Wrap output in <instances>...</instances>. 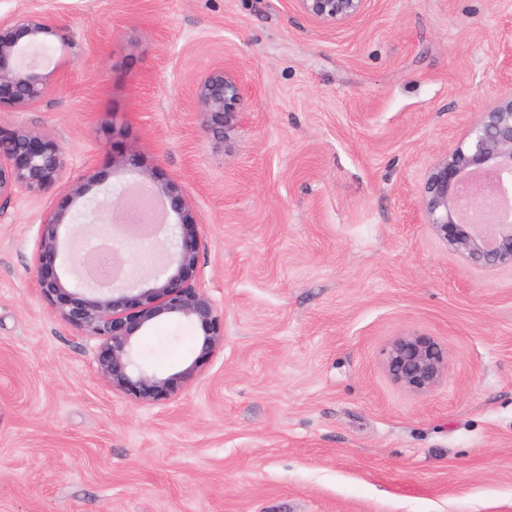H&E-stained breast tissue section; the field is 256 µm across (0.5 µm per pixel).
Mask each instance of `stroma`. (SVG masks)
<instances>
[{
  "label": "stroma",
  "mask_w": 512,
  "mask_h": 512,
  "mask_svg": "<svg viewBox=\"0 0 512 512\" xmlns=\"http://www.w3.org/2000/svg\"><path fill=\"white\" fill-rule=\"evenodd\" d=\"M53 16L58 86L0 125L47 134L62 180L0 202V512H512V271L448 253L419 208L426 175L512 87V0H367L336 26L296 0H0ZM233 62L250 118L224 138L193 107ZM190 199L196 280L224 344L166 399L96 371L97 339L42 300L43 211L96 172L137 193L129 149ZM144 273L139 239L102 212L74 229ZM433 341L434 390L396 385L385 350ZM199 324L131 330L170 374Z\"/></svg>",
  "instance_id": "1"
}]
</instances>
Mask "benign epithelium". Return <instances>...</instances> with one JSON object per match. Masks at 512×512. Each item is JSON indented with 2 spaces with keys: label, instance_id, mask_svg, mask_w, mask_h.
Wrapping results in <instances>:
<instances>
[{
  "label": "benign epithelium",
  "instance_id": "7a95c632",
  "mask_svg": "<svg viewBox=\"0 0 512 512\" xmlns=\"http://www.w3.org/2000/svg\"><path fill=\"white\" fill-rule=\"evenodd\" d=\"M311 19L336 25L358 16L366 0H297ZM28 37L19 43L18 33ZM56 38L67 45L55 19L27 12L0 18V112H27L57 87L55 70H39L38 58L51 50ZM194 109L201 127L219 137L237 129L247 108L241 83L227 62L206 72L197 82ZM115 164L136 170L143 193L161 200L177 222L164 224V216L151 225L148 239L157 243L161 258L150 274L102 287L79 273L78 256L71 240L62 236L80 218L99 215L109 204L89 198L100 183L88 172L66 186V205L48 208L36 238L34 277L43 301L52 313L81 336L99 340L96 370L112 391L143 404L172 393L180 380L200 368L194 361L169 375L149 371L135 360L128 324L148 325L162 315L196 322L205 331L202 355L223 345L224 317L194 279L203 240L192 227L194 208L179 186L159 179L155 171L132 152ZM66 157L47 136L23 127L0 125V200L20 191L39 193L60 178ZM512 87L497 103L480 113L467 139L443 154L426 176L421 209L426 224L448 253L481 270L512 269ZM62 259V273L43 267ZM386 369L397 385L418 393L434 389L448 372L442 351L418 336H399L386 351Z\"/></svg>",
  "mask_w": 512,
  "mask_h": 512
}]
</instances>
